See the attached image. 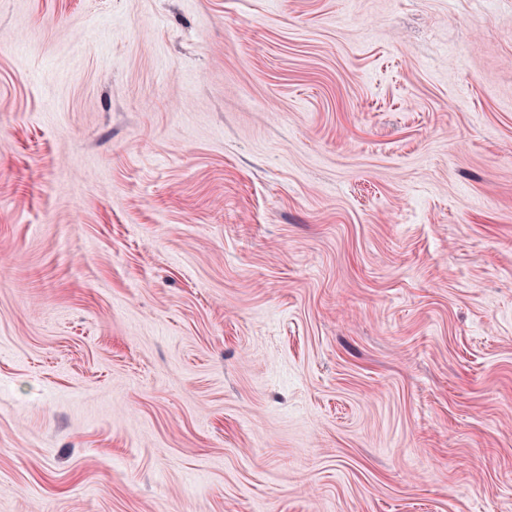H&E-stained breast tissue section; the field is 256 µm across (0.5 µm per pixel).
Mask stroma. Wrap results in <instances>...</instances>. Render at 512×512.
<instances>
[{"mask_svg": "<svg viewBox=\"0 0 512 512\" xmlns=\"http://www.w3.org/2000/svg\"><path fill=\"white\" fill-rule=\"evenodd\" d=\"M0 512H512V0H0Z\"/></svg>", "mask_w": 512, "mask_h": 512, "instance_id": "35a3bbf8", "label": "stroma"}]
</instances>
